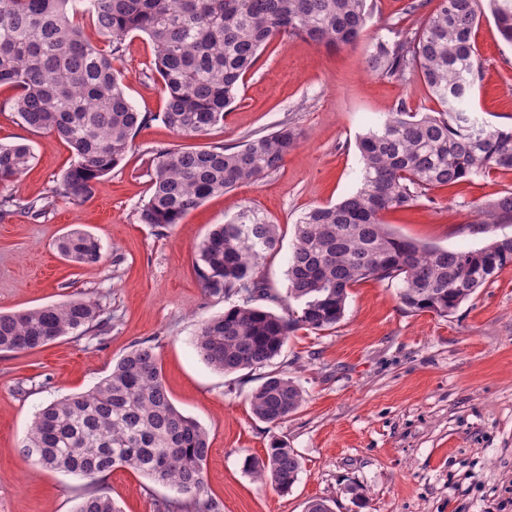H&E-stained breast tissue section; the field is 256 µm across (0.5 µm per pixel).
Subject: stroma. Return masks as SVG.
<instances>
[{"mask_svg": "<svg viewBox=\"0 0 512 512\" xmlns=\"http://www.w3.org/2000/svg\"><path fill=\"white\" fill-rule=\"evenodd\" d=\"M406 0H374L368 29L335 52L294 38L264 49L243 78L223 125L198 143L233 145L286 121L299 146L276 172L206 199L165 230L140 223L150 194L151 159L182 139L158 115L161 82L149 38H126L114 66L129 101L155 119L134 137L124 160L86 201L56 202L39 218L0 211V312L77 297L100 303L105 334L65 336L35 350L0 353V512H75L90 492L118 512H154L175 489L127 468L94 479L49 470L26 457L22 440L35 413L54 399L87 391L135 345L154 346L176 407L208 432L207 495L220 512H305L329 500L334 512H512V267L478 289L453 315L409 312L398 282L350 288L335 327L302 329L257 370L223 374L198 356L204 321L231 301L207 292L196 274L199 248L214 225L255 210L281 230L277 252L260 271L279 295L288 288L293 226L313 205L337 202L358 184L356 140L386 113L407 106L438 110L418 75L396 80L367 68L377 37L402 17ZM483 74L472 99L480 120L512 127V47L491 13L475 32ZM0 88V143L28 145L29 170L7 187L26 202L48 195L74 161L64 142L29 128ZM512 191V171L431 189L411 210L385 215L399 234L448 249L481 245L478 206ZM90 232L101 259L76 265L55 247L72 229ZM287 372L303 406L277 425L257 420L248 395L271 373ZM298 454L288 493L259 483L247 462L264 458L272 439ZM363 492L356 501L355 492Z\"/></svg>", "mask_w": 512, "mask_h": 512, "instance_id": "stroma-1", "label": "stroma"}]
</instances>
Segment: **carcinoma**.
I'll return each instance as SVG.
<instances>
[{
	"label": "carcinoma",
	"instance_id": "carcinoma-1",
	"mask_svg": "<svg viewBox=\"0 0 512 512\" xmlns=\"http://www.w3.org/2000/svg\"><path fill=\"white\" fill-rule=\"evenodd\" d=\"M75 0H0V87L17 90L13 107L31 129L67 143L75 160L51 195L20 204L0 196V208L39 217L58 199L84 201L123 160L136 132L154 116L125 95L114 62L125 39L143 33L154 47L153 69L165 106L160 117L179 136H206L224 124L240 83L276 38H301L328 49L356 45L372 13L368 0H84L108 48L93 44L71 14ZM502 39L512 45V0H487ZM479 0H406L407 26H391L367 59L389 78L418 73L440 106L412 112L402 105L359 137L360 186L333 205L312 206L294 224L288 297L300 302L283 316L260 301L281 304L260 272L277 250L280 227L244 210L212 229L200 247L197 275L213 294L238 302L198 329L200 358L221 373L261 368L301 329L323 330L343 318L349 289L366 281L399 282L401 304L412 312L454 314L479 288L512 266V192L477 209L486 240L449 250L415 242L384 221L436 187L494 170L512 171V128L486 125L471 112L481 79L474 48ZM299 134L282 122L237 145L162 148L154 153L151 193L138 220L160 230L180 223L213 195L254 183L281 168ZM24 144L0 145V187L32 164ZM69 262L100 260V244L73 230L58 239ZM104 326L100 305L75 298L16 313H0V351L33 350L64 336ZM251 413L278 424L302 406V388L272 374L251 390ZM23 454L46 468L96 478L116 467L136 470L175 488L158 512H215L206 493L207 431L180 412L165 386L155 348L138 345L92 389L40 409ZM253 476L282 493L301 462L279 439L248 463ZM76 512H117L112 499L88 494Z\"/></svg>",
	"mask_w": 512,
	"mask_h": 512
}]
</instances>
